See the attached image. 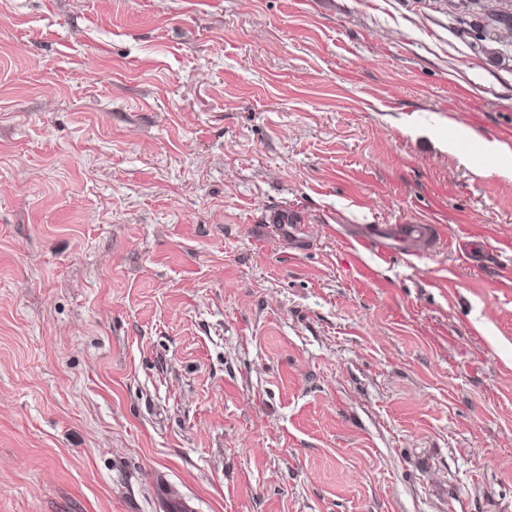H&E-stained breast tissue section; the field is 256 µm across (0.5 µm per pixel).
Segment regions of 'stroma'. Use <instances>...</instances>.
<instances>
[{"label": "stroma", "instance_id": "obj_1", "mask_svg": "<svg viewBox=\"0 0 512 512\" xmlns=\"http://www.w3.org/2000/svg\"><path fill=\"white\" fill-rule=\"evenodd\" d=\"M510 11L0 0V512H512ZM435 237L432 224H400L394 228H377L365 224L359 232L347 235L351 246L358 252L385 255L393 252V245L403 244L404 254L415 256L418 247L430 246Z\"/></svg>", "mask_w": 512, "mask_h": 512}]
</instances>
